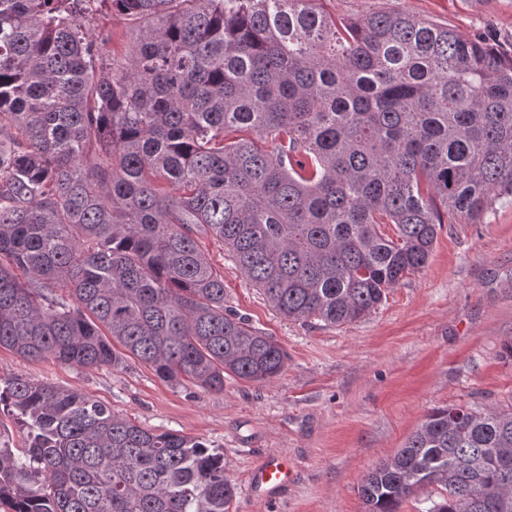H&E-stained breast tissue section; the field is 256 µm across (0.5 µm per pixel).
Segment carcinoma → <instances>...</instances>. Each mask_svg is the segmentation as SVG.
<instances>
[{"mask_svg":"<svg viewBox=\"0 0 512 512\" xmlns=\"http://www.w3.org/2000/svg\"><path fill=\"white\" fill-rule=\"evenodd\" d=\"M0 0V349L224 391L286 366L228 309L212 238L281 316L350 324L427 263L443 215L512 197V53L316 0ZM273 148L267 149L266 143ZM392 226V233L382 225ZM4 512H231L224 456L89 396L0 378ZM512 512V412L431 410L362 479L366 512ZM83 22L95 35L107 38L106 51L118 58L127 53L133 40L134 24L126 17L112 12L109 3L98 5L96 11Z\"/></svg>","mask_w":512,"mask_h":512,"instance_id":"carcinoma-1","label":"carcinoma"}]
</instances>
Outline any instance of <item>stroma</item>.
<instances>
[{"label": "stroma", "mask_w": 512, "mask_h": 512, "mask_svg": "<svg viewBox=\"0 0 512 512\" xmlns=\"http://www.w3.org/2000/svg\"><path fill=\"white\" fill-rule=\"evenodd\" d=\"M324 14L357 18L399 11L488 38L512 50V0H318ZM124 56L133 23L106 0L84 21ZM201 246L224 276L228 305L286 349L285 370L267 383L226 379L222 392L172 386L129 358L123 371L26 360L0 349V378H22L85 393L146 428L179 431L224 453L238 487L232 512H364L363 477L393 456L432 408L512 407V197L479 223L454 217L438 233L424 268L392 288L365 318L342 326L276 315L221 243ZM293 466L287 487L269 495L250 483L267 454Z\"/></svg>", "instance_id": "obj_1"}]
</instances>
